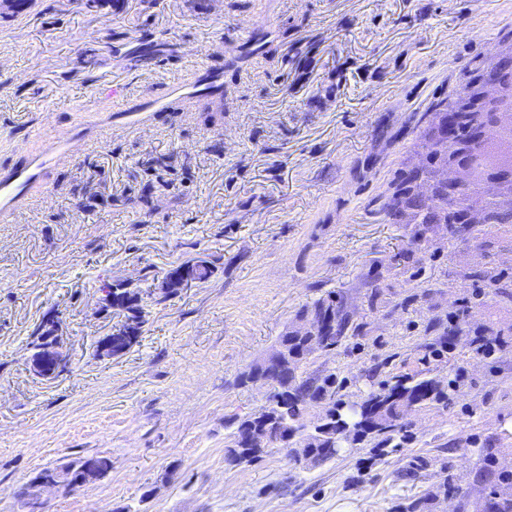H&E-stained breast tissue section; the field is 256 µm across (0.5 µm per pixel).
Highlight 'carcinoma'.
I'll list each match as a JSON object with an SVG mask.
<instances>
[{"label":"carcinoma","instance_id":"obj_1","mask_svg":"<svg viewBox=\"0 0 512 512\" xmlns=\"http://www.w3.org/2000/svg\"><path fill=\"white\" fill-rule=\"evenodd\" d=\"M487 67H478L471 74L460 92L447 101L437 103L427 114L432 127L421 139L419 147L426 154L427 166L413 172H401L391 184L385 196L382 209L389 221L408 228V240L402 257V271L415 278L421 275L425 262L431 257V239L428 233L437 225L448 229V237H467L472 234L474 225L457 224L454 213L448 204V197L437 194L423 197L419 194L418 181L436 180L437 169L448 165L446 146L434 140L442 118L448 110L459 106L473 91L474 84L483 79ZM480 215L484 224H512V206L504 208L490 201H481ZM113 296L117 310L127 321L135 323V329L142 331L146 323L147 312L141 304L140 296L130 289H118ZM328 320L329 329L325 336L327 347L335 349L351 338L360 335L365 323L358 321L347 311L344 297L336 291L305 305L298 312L303 319L308 315ZM425 347L431 355L441 357L447 352L448 323L435 321L426 328ZM306 337L292 334L281 337V345L288 354V379L280 376V365L250 364L240 373L236 385L249 386L252 378L262 374L273 384L274 394L270 403L259 411L240 417L231 416L224 421L231 429L227 449L228 459L232 462H251L258 458L263 450L247 444V437L260 431L268 435L270 443L280 448L287 446L284 437L304 436L306 447L312 449L311 461L324 463L336 457L339 448L337 432L345 423L356 422L360 426L358 436L379 439L378 446L388 447L395 438H406L405 420L411 406L432 403L448 405L449 394L433 379L420 372L415 375H397L380 384V387L366 394L360 403L342 410V400L337 398L336 374L326 371H307ZM325 404V416L320 432H306L305 416L311 403ZM448 492V481H443L436 489L412 502L408 512L429 505L439 492ZM488 512H512V474L498 477V483L492 486Z\"/></svg>","mask_w":512,"mask_h":512}]
</instances>
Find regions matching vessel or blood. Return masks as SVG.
Returning a JSON list of instances; mask_svg holds the SVG:
<instances>
[{"label":"vessel or blood","instance_id":"vessel-or-blood-1","mask_svg":"<svg viewBox=\"0 0 512 512\" xmlns=\"http://www.w3.org/2000/svg\"><path fill=\"white\" fill-rule=\"evenodd\" d=\"M221 84L220 77L206 73L193 84H174L172 92L177 97L184 98L210 92ZM93 138L91 131L78 128L64 135L46 133L41 152L29 156L23 165L0 172V217L12 216L25 205L31 188L52 162L69 156L76 144L92 141Z\"/></svg>","mask_w":512,"mask_h":512}]
</instances>
